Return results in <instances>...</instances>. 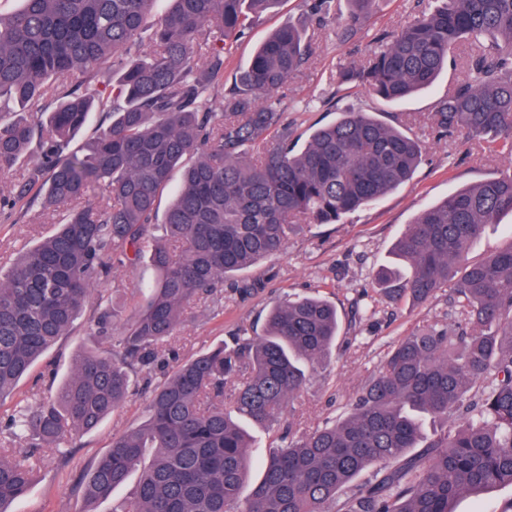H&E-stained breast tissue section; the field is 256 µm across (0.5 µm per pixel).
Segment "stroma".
I'll use <instances>...</instances> for the list:
<instances>
[{
  "mask_svg": "<svg viewBox=\"0 0 512 512\" xmlns=\"http://www.w3.org/2000/svg\"><path fill=\"white\" fill-rule=\"evenodd\" d=\"M420 2L429 7L434 4V0H375L363 39L346 43L336 35L342 0H332L330 13L320 26L311 21L304 0H281L277 9L263 15L236 42L224 63L225 77H232L273 30L286 24L301 27L311 37L315 53L309 64L289 79L281 97V110L297 147H304L316 128L334 122L348 107L377 115L426 147L423 161L408 183L339 223L314 224L292 232L282 254L242 272V279L259 281L257 290L245 294L228 288L221 299L194 304L187 322L170 342L181 357L188 358L237 334L262 335L268 309L286 297L316 293L335 303L342 324L331 361L281 419L282 424L303 431H314L337 419L354 394L378 372L390 346L412 330L453 322L447 290L413 308L389 301L373 283L372 275L391 259L394 242L419 211L458 188L512 169V157L496 152L493 145L458 134L441 137L431 128V113L465 74L466 43L456 45L447 68L429 89L399 103L338 84L339 68L363 59L374 49L377 37L410 21ZM54 229L52 214L41 208L0 211V265L9 264L19 251ZM153 275L145 259L137 268L116 270L101 291L129 317L142 303L141 288ZM105 347V342L90 334L86 319H79L73 332L37 362L30 377L20 384V392L31 390L45 372L63 382L78 352ZM147 402V393L132 396L96 430L80 436L68 457H61L53 448L43 449L37 477L27 495L16 503L17 512H81L84 503L75 490L77 483L107 451L113 435L140 422Z\"/></svg>",
  "mask_w": 512,
  "mask_h": 512,
  "instance_id": "stroma-1",
  "label": "stroma"
}]
</instances>
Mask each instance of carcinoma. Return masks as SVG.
Returning a JSON list of instances; mask_svg holds the SVG:
<instances>
[{
  "mask_svg": "<svg viewBox=\"0 0 512 512\" xmlns=\"http://www.w3.org/2000/svg\"><path fill=\"white\" fill-rule=\"evenodd\" d=\"M19 2L0 9V100L33 112H0V172L37 149L0 209L38 203L57 214V228L0 267V403L117 268L148 251L156 277L117 338L119 315L98 295L90 331L110 348L79 353L56 394L23 399L0 420L22 441L0 451V512L29 491L39 450L95 429L124 405L136 376L151 388L144 416L112 437L83 484L96 501L138 473L124 512H455L464 493L512 486V242L469 257L486 227L512 213L511 171L422 210L375 274L395 302L422 305L450 289L453 323L397 342L339 420L279 433L244 496L251 443L242 422H277L306 386V368L327 364L336 306L287 299L270 310L264 335L181 362L169 339L192 303L281 252L291 230L338 223L404 185L424 146L349 110L294 150L279 92L311 55L294 25L270 34L226 84L233 43L281 0ZM373 5L347 0L343 40L364 35ZM457 42L471 48L466 75L433 123L512 155V0H437L337 81L397 102L433 84ZM93 112L99 128L75 144ZM177 171L166 235L154 238L158 200ZM450 416L453 429L423 438V420Z\"/></svg>",
  "mask_w": 512,
  "mask_h": 512,
  "instance_id": "cac0c4a2",
  "label": "carcinoma"
}]
</instances>
